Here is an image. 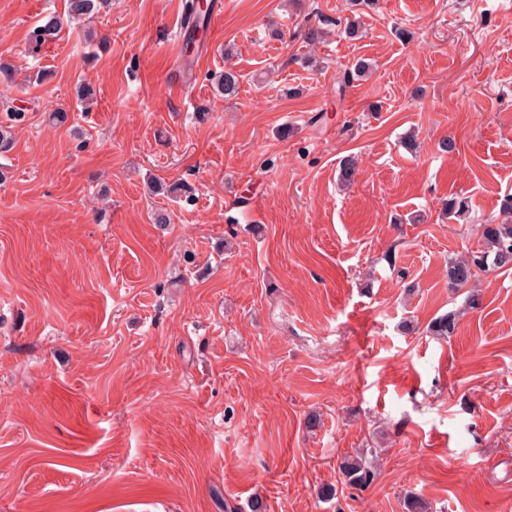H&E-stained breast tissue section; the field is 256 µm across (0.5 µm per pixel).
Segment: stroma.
I'll return each mask as SVG.
<instances>
[{"mask_svg": "<svg viewBox=\"0 0 512 512\" xmlns=\"http://www.w3.org/2000/svg\"><path fill=\"white\" fill-rule=\"evenodd\" d=\"M223 2L176 88L180 0H112L36 54L64 0H0V117L26 114L0 155V512H512V271L477 309L445 276L512 195V0H374L315 44L349 0ZM359 448L362 491L338 483ZM62 28L63 21L61 16L54 13L47 14L29 32V44L32 46V49L38 50L47 42L56 40ZM39 29H43V32L38 33ZM429 334L436 338L448 339L458 331V319L455 313L448 312L430 321L428 328ZM368 454L376 455V448L356 449L354 454L346 455L341 459L338 466L341 484L360 490L373 484L377 476L375 470L367 463Z\"/></svg>", "mask_w": 512, "mask_h": 512, "instance_id": "obj_1", "label": "stroma"}]
</instances>
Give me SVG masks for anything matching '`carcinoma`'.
Returning a JSON list of instances; mask_svg holds the SVG:
<instances>
[{
  "instance_id": "1",
  "label": "carcinoma",
  "mask_w": 512,
  "mask_h": 512,
  "mask_svg": "<svg viewBox=\"0 0 512 512\" xmlns=\"http://www.w3.org/2000/svg\"><path fill=\"white\" fill-rule=\"evenodd\" d=\"M105 0H67V15L78 21H88L99 12ZM187 15L190 25L186 26L183 44V68L193 72L194 56L197 50L198 33L205 20L197 0H186ZM63 21L61 16L51 13L45 15L28 34L29 44L37 50L49 41L59 37ZM369 69L365 59L356 61L354 68L347 69L341 77L340 88L353 84ZM239 74L228 68L216 78L214 90L217 95L229 97L238 92ZM26 121V113L6 112L5 121H0V154L10 150L12 132ZM483 245L478 249H469L461 257L448 262V285L456 290L469 286L481 273L512 270V219L506 222L490 220L483 225ZM458 331V319L452 312L434 318L428 325L430 335L447 339ZM376 455L374 448H362L355 453L344 456L338 466L340 483L356 489H366L376 479L375 470L368 465L367 455Z\"/></svg>"
}]
</instances>
